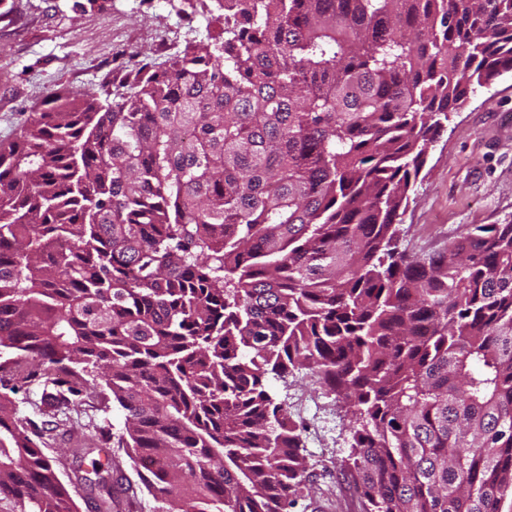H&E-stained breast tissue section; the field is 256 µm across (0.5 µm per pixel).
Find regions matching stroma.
I'll return each instance as SVG.
<instances>
[{"instance_id": "stroma-1", "label": "stroma", "mask_w": 512, "mask_h": 512, "mask_svg": "<svg viewBox=\"0 0 512 512\" xmlns=\"http://www.w3.org/2000/svg\"><path fill=\"white\" fill-rule=\"evenodd\" d=\"M216 0H0V144L19 137L49 96L90 91L102 104L125 92L143 64L160 66L186 44L220 35ZM512 221V71L476 88L452 113L409 191L400 247L422 256L447 249L470 224ZM301 426L310 462L303 498L290 512H356L338 477L349 433L327 394L299 371L269 379ZM123 411L103 400L74 401L44 447L84 448L76 479L79 512H93L95 464H112L113 512H161L125 453Z\"/></svg>"}]
</instances>
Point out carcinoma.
<instances>
[{"mask_svg": "<svg viewBox=\"0 0 512 512\" xmlns=\"http://www.w3.org/2000/svg\"><path fill=\"white\" fill-rule=\"evenodd\" d=\"M218 5L222 40L0 145V512H79L19 378L55 413L108 394L165 512H289L308 461L267 379L302 370L359 512H503L512 223L420 258L398 225L449 114L512 69V0Z\"/></svg>", "mask_w": 512, "mask_h": 512, "instance_id": "cac0c4a2", "label": "carcinoma"}]
</instances>
